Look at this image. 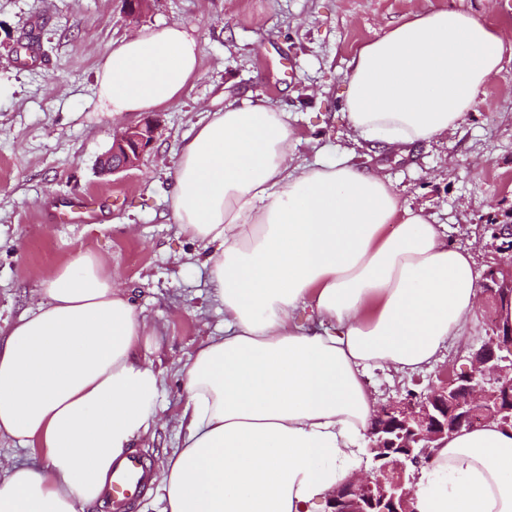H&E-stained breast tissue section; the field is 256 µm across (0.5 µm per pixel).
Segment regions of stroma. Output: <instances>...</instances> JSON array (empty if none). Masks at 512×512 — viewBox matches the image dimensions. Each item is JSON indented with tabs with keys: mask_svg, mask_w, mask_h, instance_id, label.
I'll use <instances>...</instances> for the list:
<instances>
[{
	"mask_svg": "<svg viewBox=\"0 0 512 512\" xmlns=\"http://www.w3.org/2000/svg\"><path fill=\"white\" fill-rule=\"evenodd\" d=\"M430 6L512 31V0H146L133 17L124 0H0V330L41 299L54 267L80 251L102 257L162 343L159 420L138 443L153 471L178 445L183 364L202 339L224 332L199 246L180 234L166 196L184 136L223 109L225 96L248 94L287 112L296 162L348 154L383 175L402 201L445 225L449 243L473 251L480 272L512 263L491 246L492 225H512L511 58L454 132L404 154L354 141L341 111L359 48ZM175 21L194 29L199 75L153 112L154 143L139 166L101 174L114 132L144 117L102 110L96 65L110 44ZM77 196L98 199L95 221L56 222ZM497 317L481 292L464 331L431 368L371 372L378 401L426 391L443 370L468 369L470 350Z\"/></svg>",
	"mask_w": 512,
	"mask_h": 512,
	"instance_id": "1",
	"label": "stroma"
}]
</instances>
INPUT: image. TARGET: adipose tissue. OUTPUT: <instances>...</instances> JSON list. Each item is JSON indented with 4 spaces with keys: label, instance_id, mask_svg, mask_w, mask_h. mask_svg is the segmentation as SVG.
I'll use <instances>...</instances> for the list:
<instances>
[{
    "label": "adipose tissue",
    "instance_id": "obj_1",
    "mask_svg": "<svg viewBox=\"0 0 512 512\" xmlns=\"http://www.w3.org/2000/svg\"><path fill=\"white\" fill-rule=\"evenodd\" d=\"M512 56V35L457 9L411 13L364 44L342 111L355 140L403 152L456 129ZM189 27L109 46L95 93L115 114L157 111L199 72ZM283 110L226 100L181 144L168 200L203 248L224 333L182 369L179 446L163 512H325L355 475L377 410L374 369L432 366L480 292L476 256L344 157L294 163ZM0 338V512H86L158 419L154 329L101 257L79 253ZM415 512H512V430L462 427L419 474Z\"/></svg>",
    "mask_w": 512,
    "mask_h": 512
}]
</instances>
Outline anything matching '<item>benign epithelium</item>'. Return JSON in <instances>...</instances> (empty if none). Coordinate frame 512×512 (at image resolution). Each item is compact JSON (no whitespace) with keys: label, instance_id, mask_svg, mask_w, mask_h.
Masks as SVG:
<instances>
[{"label":"benign epithelium","instance_id":"obj_1","mask_svg":"<svg viewBox=\"0 0 512 512\" xmlns=\"http://www.w3.org/2000/svg\"><path fill=\"white\" fill-rule=\"evenodd\" d=\"M154 132L152 118L116 132L102 172L138 166ZM483 287L498 304L512 300V267L492 268ZM505 350L512 353V330L504 334L496 326L471 352V368L448 372L427 394L381 404L368 432L373 467L337 490L330 512H413L415 484L431 449L463 425L497 421L512 412V358L503 355Z\"/></svg>","mask_w":512,"mask_h":512}]
</instances>
